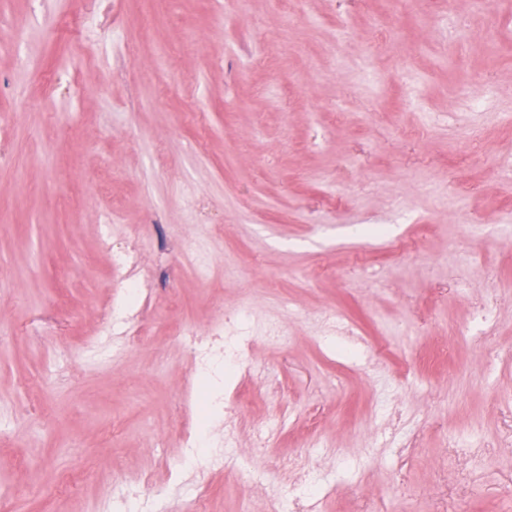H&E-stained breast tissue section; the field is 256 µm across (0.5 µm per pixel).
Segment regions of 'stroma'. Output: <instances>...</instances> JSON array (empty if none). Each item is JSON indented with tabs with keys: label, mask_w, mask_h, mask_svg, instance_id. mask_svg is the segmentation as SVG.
Here are the masks:
<instances>
[{
	"label": "stroma",
	"mask_w": 512,
	"mask_h": 512,
	"mask_svg": "<svg viewBox=\"0 0 512 512\" xmlns=\"http://www.w3.org/2000/svg\"><path fill=\"white\" fill-rule=\"evenodd\" d=\"M487 7L491 46L471 0H166L151 23L143 0H0V512H97L148 481L183 512L181 428L224 417L186 411L176 334L219 305L288 327L251 336L224 393L240 458L324 441L322 512H512V0ZM467 125L478 151L449 154ZM452 237L473 258L458 275ZM132 246L135 342L104 333ZM482 305L489 331L451 335ZM336 306L372 372L329 352L317 314ZM206 494L269 512L235 468Z\"/></svg>",
	"instance_id": "35a3bbf8"
}]
</instances>
